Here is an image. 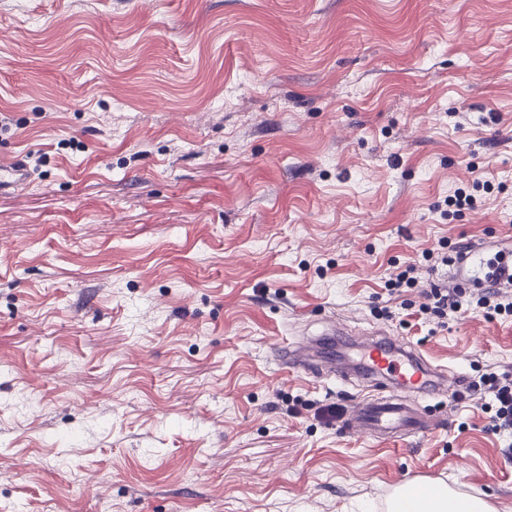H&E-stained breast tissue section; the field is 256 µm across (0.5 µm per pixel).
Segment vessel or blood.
Masks as SVG:
<instances>
[{
    "instance_id": "obj_1",
    "label": "vessel or blood",
    "mask_w": 512,
    "mask_h": 512,
    "mask_svg": "<svg viewBox=\"0 0 512 512\" xmlns=\"http://www.w3.org/2000/svg\"><path fill=\"white\" fill-rule=\"evenodd\" d=\"M460 259L466 264L469 279L487 281L489 267L482 244L463 249ZM318 352L315 345L305 351L284 346L275 349L274 355L290 368L311 374L320 370L313 361ZM359 363L379 395L349 411L344 421L346 429H363L379 438L430 431V423L420 417L412 400L437 391L435 367L422 359L415 348L388 336L361 344Z\"/></svg>"
}]
</instances>
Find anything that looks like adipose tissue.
Wrapping results in <instances>:
<instances>
[{
	"label": "adipose tissue",
	"instance_id": "ef3b65f1",
	"mask_svg": "<svg viewBox=\"0 0 512 512\" xmlns=\"http://www.w3.org/2000/svg\"><path fill=\"white\" fill-rule=\"evenodd\" d=\"M391 512H497L479 497L459 496L439 483L408 485L396 496Z\"/></svg>",
	"mask_w": 512,
	"mask_h": 512
}]
</instances>
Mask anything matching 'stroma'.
Returning a JSON list of instances; mask_svg holds the SVG:
<instances>
[{
  "label": "stroma",
  "mask_w": 512,
  "mask_h": 512,
  "mask_svg": "<svg viewBox=\"0 0 512 512\" xmlns=\"http://www.w3.org/2000/svg\"><path fill=\"white\" fill-rule=\"evenodd\" d=\"M0 114V512H512L468 388L512 315L421 312L450 245L512 247V0H0ZM329 319L438 367L433 430L319 418L369 380L273 351ZM392 512H497L479 497L459 496L451 487L439 483L407 485L396 496Z\"/></svg>",
  "instance_id": "stroma-1"
}]
</instances>
